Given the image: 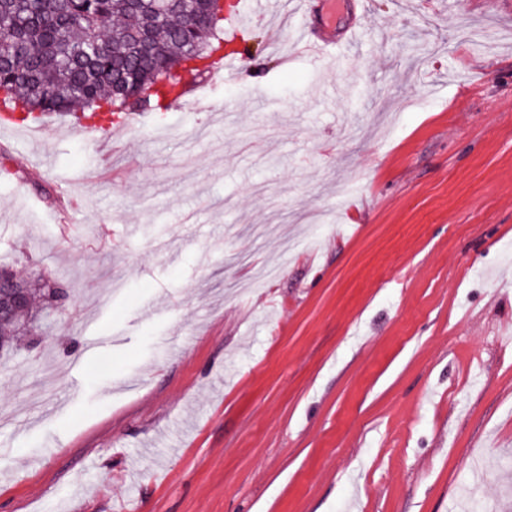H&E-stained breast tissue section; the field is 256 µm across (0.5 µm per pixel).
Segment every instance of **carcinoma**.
I'll return each mask as SVG.
<instances>
[{
	"label": "carcinoma",
	"mask_w": 512,
	"mask_h": 512,
	"mask_svg": "<svg viewBox=\"0 0 512 512\" xmlns=\"http://www.w3.org/2000/svg\"><path fill=\"white\" fill-rule=\"evenodd\" d=\"M214 0L164 7L162 0H0V88L20 98L25 116L83 112L108 103L118 112H159L167 93L204 71L183 67L186 54L209 59L220 49ZM21 302L0 318V347L40 322L57 297L45 278L15 275Z\"/></svg>",
	"instance_id": "carcinoma-1"
}]
</instances>
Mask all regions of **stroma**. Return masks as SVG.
I'll return each instance as SVG.
<instances>
[{"label":"stroma","instance_id":"1","mask_svg":"<svg viewBox=\"0 0 512 512\" xmlns=\"http://www.w3.org/2000/svg\"><path fill=\"white\" fill-rule=\"evenodd\" d=\"M329 2L349 71L255 19L205 108L0 132V265L67 292L0 512H512V0Z\"/></svg>","mask_w":512,"mask_h":512}]
</instances>
